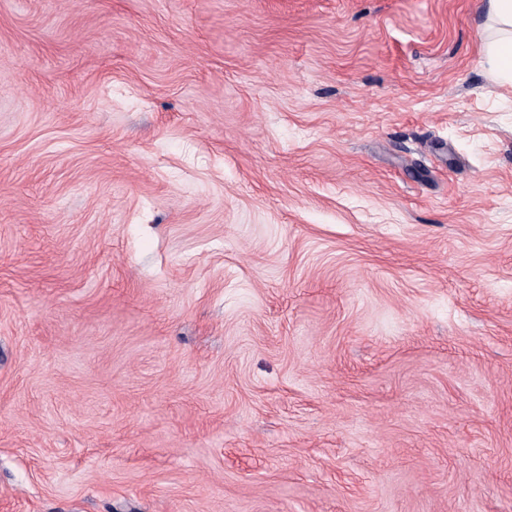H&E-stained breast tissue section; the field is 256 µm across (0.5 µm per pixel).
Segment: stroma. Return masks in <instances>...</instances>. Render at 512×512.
Listing matches in <instances>:
<instances>
[{
    "mask_svg": "<svg viewBox=\"0 0 512 512\" xmlns=\"http://www.w3.org/2000/svg\"><path fill=\"white\" fill-rule=\"evenodd\" d=\"M484 19L0 0V512H512Z\"/></svg>",
    "mask_w": 512,
    "mask_h": 512,
    "instance_id": "stroma-1",
    "label": "stroma"
}]
</instances>
